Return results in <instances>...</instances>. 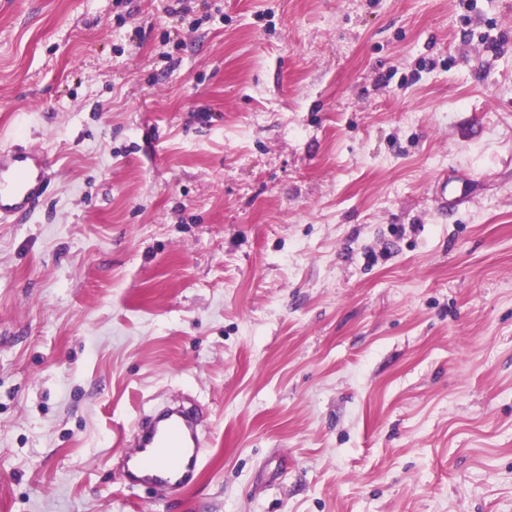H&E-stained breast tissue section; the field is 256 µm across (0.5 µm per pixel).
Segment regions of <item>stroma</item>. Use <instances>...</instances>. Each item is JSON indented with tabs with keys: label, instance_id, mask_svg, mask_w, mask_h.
Wrapping results in <instances>:
<instances>
[{
	"label": "stroma",
	"instance_id": "35a3bbf8",
	"mask_svg": "<svg viewBox=\"0 0 512 512\" xmlns=\"http://www.w3.org/2000/svg\"><path fill=\"white\" fill-rule=\"evenodd\" d=\"M12 147L0 512H512V0H0ZM50 161L43 150L0 153V220L31 213L40 201ZM205 446V435L186 411L167 409L139 419L135 448L126 454L127 487L182 491L201 474Z\"/></svg>",
	"mask_w": 512,
	"mask_h": 512
}]
</instances>
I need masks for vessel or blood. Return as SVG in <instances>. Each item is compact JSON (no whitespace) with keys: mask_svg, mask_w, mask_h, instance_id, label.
<instances>
[{"mask_svg":"<svg viewBox=\"0 0 512 512\" xmlns=\"http://www.w3.org/2000/svg\"><path fill=\"white\" fill-rule=\"evenodd\" d=\"M50 161L41 150L0 153V220L31 213L46 184ZM206 437L186 411L167 409L137 422L136 445L126 455L128 485L180 491L203 470Z\"/></svg>","mask_w":512,"mask_h":512,"instance_id":"obj_1","label":"vessel or blood"}]
</instances>
